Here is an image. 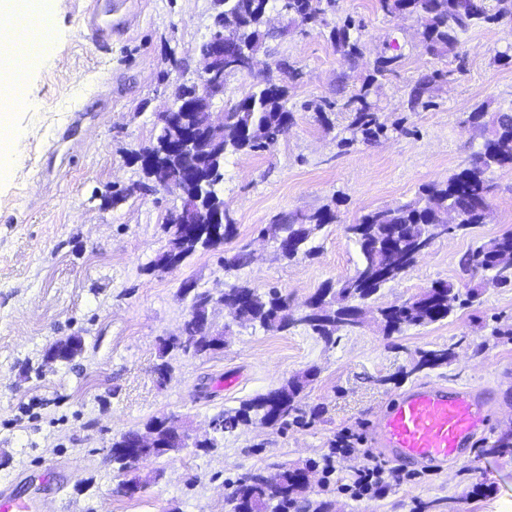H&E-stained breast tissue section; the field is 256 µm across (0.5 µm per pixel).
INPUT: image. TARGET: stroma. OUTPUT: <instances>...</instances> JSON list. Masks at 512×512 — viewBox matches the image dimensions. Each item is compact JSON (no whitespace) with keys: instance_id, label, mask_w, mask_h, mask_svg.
<instances>
[{"instance_id":"1","label":"stroma","mask_w":512,"mask_h":512,"mask_svg":"<svg viewBox=\"0 0 512 512\" xmlns=\"http://www.w3.org/2000/svg\"><path fill=\"white\" fill-rule=\"evenodd\" d=\"M89 3L52 0L51 57L27 67L13 114L25 150L14 165H0V456L10 457L0 465V497L36 512H226L245 473L320 459L345 429L360 447H372L381 408L431 383L491 393L489 425L468 458L403 465L400 485L357 501L337 487L366 460L340 457L329 484L313 483L308 498L331 502L330 512H512V458L490 451L512 424V343L491 336L493 327L512 324L511 287L487 289L444 321L390 336L372 323L343 327L330 345L303 325L285 334L233 326L224 349L178 356L166 384L156 373L161 339L181 334L188 315L179 293L185 281L213 292L234 278L261 291L275 287L299 308L324 284L353 274L360 254L346 225L418 198L423 186L447 181L469 162L483 144L471 113H512V62L496 59L512 53V0H487L500 20L462 32L458 56L442 59L428 53L414 17L384 13L377 0H338L326 25L304 33L270 14L277 36L258 61L277 74L298 69L288 84L295 123L266 150L227 156L222 196L234 236L155 274L145 267L166 244L163 218L179 206L178 195L137 194L113 206L100 195L140 179L131 153L148 145L175 86L195 80L213 4L126 0L112 15L111 40L102 43L84 29ZM348 16L364 24L363 56L354 63L330 40L331 27ZM387 43L397 45L400 59L372 99L394 130L373 144L340 147L350 135L347 113L331 112L324 123L313 106L356 94ZM430 73L429 106L410 108L412 86ZM491 180L484 223L436 240L380 290L375 305L415 297L441 280L466 283L461 257L512 230V170H495ZM323 207L337 219L318 233L313 258L283 261L258 237L275 214ZM244 245L251 263L225 272L224 252ZM70 335L84 336L82 355L68 365L45 363L46 346ZM440 347L454 349L450 364L411 373L419 351ZM308 368L318 371L304 401L312 425L242 427L210 453L149 459L138 470L144 489L113 495L122 480L105 463L114 436L162 416L202 436L220 410Z\"/></svg>"}]
</instances>
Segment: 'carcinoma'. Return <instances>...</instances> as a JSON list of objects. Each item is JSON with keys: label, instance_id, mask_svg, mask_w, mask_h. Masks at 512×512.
Listing matches in <instances>:
<instances>
[{"label": "carcinoma", "instance_id": "1", "mask_svg": "<svg viewBox=\"0 0 512 512\" xmlns=\"http://www.w3.org/2000/svg\"><path fill=\"white\" fill-rule=\"evenodd\" d=\"M335 4L336 0H288V22L305 32L323 24L327 9ZM378 5L386 14L405 13L416 17L423 42L432 54L438 56L455 52L459 33L471 25L500 18L498 14L488 13L485 0H378ZM280 6L281 0H266L264 5L255 0H224V6L217 10L218 22L234 25L238 34L237 41L224 44V59H235L242 52L264 50L267 39L275 35L274 31L265 28V14L280 10ZM362 28L363 24L347 19L330 32L336 51L352 62L362 53L358 36ZM392 60L396 57L379 54L373 75L363 83L359 93L342 105L349 112L352 138L341 140V146L349 147L356 141L373 143L388 136L390 128L381 121L370 97L376 76L393 71ZM434 79L435 76L426 75L417 81L410 92L411 107L429 106L423 97ZM287 102L286 85H273L265 78L254 83L249 92L224 110V146L207 153L198 181L179 194L187 200L194 197L202 205L211 198L221 199L226 155L259 151L263 149V140L277 138L280 127L293 117ZM174 104V112L160 119L152 141L143 151L159 148L179 126H196L201 122L203 113L185 108L178 100ZM470 120L482 129L484 141L482 149L465 167L446 182L424 188L422 199L390 210L371 211L356 223L345 226L346 234L359 248L361 262L352 275L337 281L334 286L317 290L313 295L318 301L317 309L295 318L288 311L287 297L278 288L261 292L236 280L224 289V303L237 312L236 323L280 333L305 325L329 345L334 342L336 328L354 327L366 301L385 285L401 279L414 266L415 255L435 236V230L450 227L456 232H464L480 223L479 206L489 197L492 188L488 173L496 168L512 169V113H499L487 123L484 112L479 110L472 113ZM159 172L173 180L179 179L176 166L159 161L151 169H142L143 179L137 185L146 193L151 191ZM335 219V213L329 208L296 218L279 214L262 226L259 234L274 241L279 258L291 262L313 256L315 247L310 245L313 235ZM189 228L188 224L164 225L167 244L151 261L148 271L161 272L173 257L183 262L201 249L216 247L217 242L205 236L189 234ZM197 228L206 232L219 231L224 240L235 233L233 219L227 212L224 213V224H199ZM502 254L512 255L511 230L475 247L461 259L462 269L469 276L466 292H461L452 282H437L425 295L377 308L375 321L383 333H399L406 327L426 326L448 318L456 308L473 303L489 287L512 286V270L498 265V257ZM250 261L251 255L244 248L226 253L221 259L226 272L238 270ZM180 291L182 297L189 299L190 305L200 310L209 301L206 290L182 287ZM184 339L183 343L161 339V363L157 369L173 371L169 358L173 352L206 357L226 345L225 338L217 335L216 326L205 321L199 313H188ZM454 357L453 350L447 347L422 351L412 363L410 373L446 365ZM316 375L314 369L297 373L278 387L241 402L236 408L218 412L215 415L218 429L214 435L195 441V445L207 454L218 447L224 434H231L241 426L262 423L286 429L309 424L303 411L304 391ZM145 429L153 430L156 436L158 447L149 449L152 457L178 453L180 442L158 428V419L149 420ZM490 448L498 455H512V427L501 431ZM315 467L312 461L304 468L282 465L279 480L274 484L268 483L261 471L247 474L237 481L227 498L230 512H329L328 503H313L304 497L308 483L303 473Z\"/></svg>", "mask_w": 512, "mask_h": 512}]
</instances>
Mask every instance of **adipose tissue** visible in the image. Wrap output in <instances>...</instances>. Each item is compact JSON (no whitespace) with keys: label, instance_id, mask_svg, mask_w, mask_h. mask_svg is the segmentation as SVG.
<instances>
[{"label":"adipose tissue","instance_id":"ef3b65f1","mask_svg":"<svg viewBox=\"0 0 512 512\" xmlns=\"http://www.w3.org/2000/svg\"><path fill=\"white\" fill-rule=\"evenodd\" d=\"M23 53L14 29L0 30V160L12 162L23 151L22 140L12 121L11 112L19 93L16 60Z\"/></svg>","mask_w":512,"mask_h":512}]
</instances>
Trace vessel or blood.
Returning a JSON list of instances; mask_svg holds the SVG:
<instances>
[{
  "label": "vessel or blood",
  "mask_w": 512,
  "mask_h": 512,
  "mask_svg": "<svg viewBox=\"0 0 512 512\" xmlns=\"http://www.w3.org/2000/svg\"><path fill=\"white\" fill-rule=\"evenodd\" d=\"M85 14L93 39L111 38L112 23L103 19L98 0H91ZM488 412L489 398L482 388L420 384L380 412L373 432L378 446L397 460L455 463L485 426Z\"/></svg>",
  "instance_id": "1"
}]
</instances>
